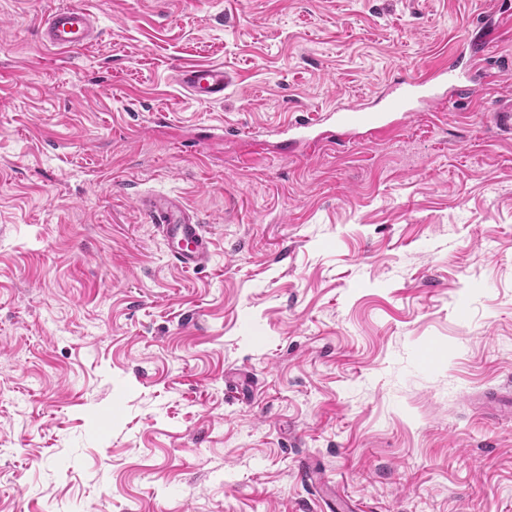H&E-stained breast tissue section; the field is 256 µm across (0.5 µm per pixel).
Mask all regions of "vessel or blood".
I'll return each mask as SVG.
<instances>
[{"instance_id": "obj_1", "label": "vessel or blood", "mask_w": 512, "mask_h": 512, "mask_svg": "<svg viewBox=\"0 0 512 512\" xmlns=\"http://www.w3.org/2000/svg\"><path fill=\"white\" fill-rule=\"evenodd\" d=\"M95 35L94 15L88 9L70 6L44 18L39 38L48 49L67 51L88 45ZM481 56L474 43H466L452 62L402 73L376 99L364 98L311 118L291 120L273 128L272 133L284 151L301 149L308 154L337 140L378 143L400 133L418 108L436 112L450 99L472 101L478 90L471 71ZM176 81L193 100L215 102L223 99L234 76L217 65H190L177 70ZM490 111L499 133L512 136V94L495 96ZM136 208L160 232L178 267L195 271L206 265L210 238L182 197L151 193L138 197Z\"/></svg>"}]
</instances>
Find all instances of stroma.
I'll use <instances>...</instances> for the list:
<instances>
[{
	"mask_svg": "<svg viewBox=\"0 0 512 512\" xmlns=\"http://www.w3.org/2000/svg\"><path fill=\"white\" fill-rule=\"evenodd\" d=\"M69 5L95 44L43 47ZM504 8L0 0V512H512V138L483 100L388 145L262 132L462 39L512 91ZM185 64L237 80L197 103ZM152 192L206 224L204 268ZM136 208L160 232L178 267L196 271L206 265L211 253L210 237L181 196L151 193L138 197Z\"/></svg>",
	"mask_w": 512,
	"mask_h": 512,
	"instance_id": "35a3bbf8",
	"label": "stroma"
}]
</instances>
